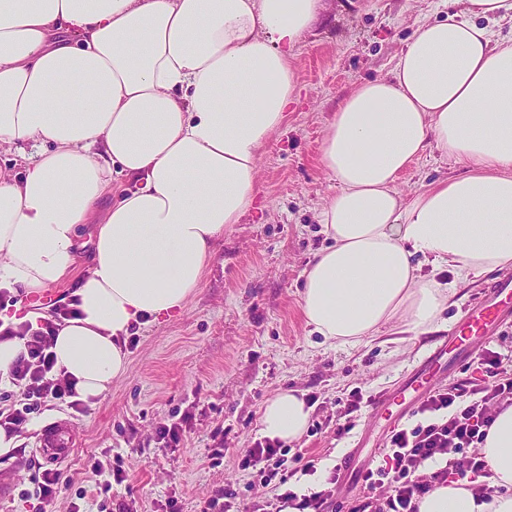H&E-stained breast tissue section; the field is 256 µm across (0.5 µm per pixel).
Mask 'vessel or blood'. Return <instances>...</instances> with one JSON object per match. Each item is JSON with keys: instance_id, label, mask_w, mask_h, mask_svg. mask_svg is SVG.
I'll return each mask as SVG.
<instances>
[{"instance_id": "1", "label": "vessel or blood", "mask_w": 512, "mask_h": 512, "mask_svg": "<svg viewBox=\"0 0 512 512\" xmlns=\"http://www.w3.org/2000/svg\"><path fill=\"white\" fill-rule=\"evenodd\" d=\"M509 319H512V277L497 282L478 302L465 308L450 340L439 342L395 389L374 402L375 415L390 422L402 419L422 389L431 386L449 363L450 353L466 354L472 339L494 336L499 326ZM74 446L73 428L61 422L41 435L38 453L45 462L57 465L69 457Z\"/></svg>"}]
</instances>
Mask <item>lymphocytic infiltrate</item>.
Listing matches in <instances>:
<instances>
[{"mask_svg": "<svg viewBox=\"0 0 512 512\" xmlns=\"http://www.w3.org/2000/svg\"><path fill=\"white\" fill-rule=\"evenodd\" d=\"M55 330L49 320L0 330V340L17 335L26 339L25 353L7 372L9 383L25 398L22 407L0 416V426L8 434L22 432L40 403H63L73 395L68 379L54 370L51 346ZM475 371V377L430 391L417 408L421 423L390 431L384 465L366 468L361 474L365 489L385 484L390 493L376 505L367 499L361 501L356 512H418L419 498L436 485L447 483L449 476L465 471L487 476L478 446L492 422L494 408L512 405V362L489 349L479 356ZM430 461L438 462V469L423 474ZM292 463L300 465L303 474L316 471L314 461L305 460L300 453L290 454L287 445L278 440L256 442L241 461L243 469L257 472L264 487L274 481L285 487ZM330 498V491L325 489L300 495L285 487L277 498L263 502L261 512H329Z\"/></svg>", "mask_w": 512, "mask_h": 512, "instance_id": "obj_1", "label": "lymphocytic infiltrate"}]
</instances>
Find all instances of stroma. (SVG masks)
Instances as JSON below:
<instances>
[{
	"label": "stroma",
	"mask_w": 512,
	"mask_h": 512,
	"mask_svg": "<svg viewBox=\"0 0 512 512\" xmlns=\"http://www.w3.org/2000/svg\"><path fill=\"white\" fill-rule=\"evenodd\" d=\"M441 0H330L315 29L295 52L300 100L258 162L256 207L230 224L218 241L205 277L185 308L146 327L130 350L126 373L108 395L73 409L43 403L0 454V469L18 466L17 488L30 487L38 468L26 467L44 427L71 423L77 444L61 471L69 482L53 512H201L207 500L244 492L255 471L239 463L260 441L261 414L279 390L316 394L310 427L292 452L318 460L314 474L289 473L297 493L325 489L352 448L363 444L360 466H380L385 436L362 408L348 433H337L343 400L354 390L378 397L476 303L500 272L459 285L437 328L422 336L386 326L368 343L338 348L312 334L301 304L303 271L325 243L317 214L336 193L319 165L323 132L359 82L387 75L419 24L434 19ZM461 166L428 154L398 180L413 197L420 187L459 175ZM186 421L175 445L157 437L172 412ZM222 456H214V449ZM123 468L128 479L101 493L92 474Z\"/></svg>",
	"instance_id": "35a3bbf8"
}]
</instances>
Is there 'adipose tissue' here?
Here are the masks:
<instances>
[{
    "label": "adipose tissue",
    "instance_id": "ef3b65f1",
    "mask_svg": "<svg viewBox=\"0 0 512 512\" xmlns=\"http://www.w3.org/2000/svg\"><path fill=\"white\" fill-rule=\"evenodd\" d=\"M326 0H0V147L35 146L0 173V289L36 294L80 260V315L52 352L76 398L105 397L124 343L182 309L218 239L256 191L260 154L297 97L291 51ZM512 0H461L422 23L386 76L358 84L325 129L338 189L318 220L328 246L304 271L306 323L356 345L390 323L431 332L459 283L512 269ZM465 167L404 198L427 151ZM135 188L111 193L114 177ZM107 209H100L104 197ZM89 236H81L84 225ZM297 390L264 405L261 433L292 442L310 419ZM479 452L493 492L462 477L418 512H512V405Z\"/></svg>",
    "mask_w": 512,
    "mask_h": 512
}]
</instances>
